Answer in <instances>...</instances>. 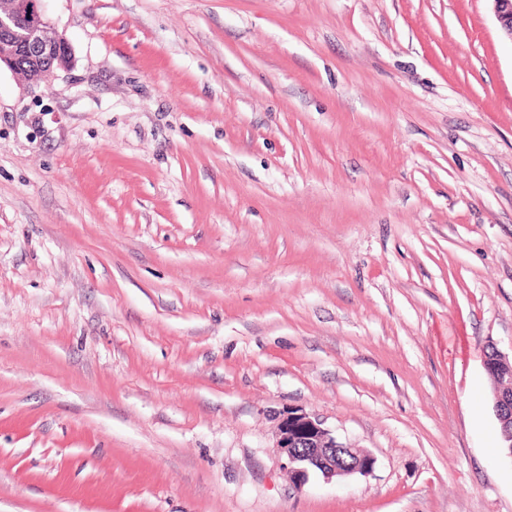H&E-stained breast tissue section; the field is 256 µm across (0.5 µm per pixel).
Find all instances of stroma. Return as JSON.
<instances>
[{"label":"stroma","instance_id":"obj_1","mask_svg":"<svg viewBox=\"0 0 512 512\" xmlns=\"http://www.w3.org/2000/svg\"><path fill=\"white\" fill-rule=\"evenodd\" d=\"M0 69V512H512V43L488 0H46ZM372 472L296 488L278 416ZM43 1H0V68L4 64L19 72L20 62L27 61L25 77L32 82L46 80L73 61L72 46L51 27ZM512 360L509 362V357L502 353L500 350L495 348L494 356H488L486 353L483 358L484 369H494L500 372L498 389L495 392V412L496 417L499 420V437H500V448H499V456L503 460H511L509 454L511 453V448H503L506 446L507 442L504 439L505 433L512 430V419L511 415L505 418V422H500L504 415L511 411L512 414V371H502L504 366H507L508 369Z\"/></svg>","mask_w":512,"mask_h":512}]
</instances>
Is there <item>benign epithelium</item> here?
<instances>
[{
  "label": "benign epithelium",
  "mask_w": 512,
  "mask_h": 512,
  "mask_svg": "<svg viewBox=\"0 0 512 512\" xmlns=\"http://www.w3.org/2000/svg\"><path fill=\"white\" fill-rule=\"evenodd\" d=\"M502 36L512 41V0H490ZM26 61V77L41 82L57 69L70 67L72 46L57 33L46 17L43 0H0V65L17 72ZM484 369L500 372L495 392L497 419L512 412V365L500 350L484 356ZM276 447L285 454L288 473L297 488H303L310 474L318 471L326 479L368 474L374 457L338 441L316 415L298 409L280 414Z\"/></svg>",
  "instance_id": "7a95c632"
}]
</instances>
